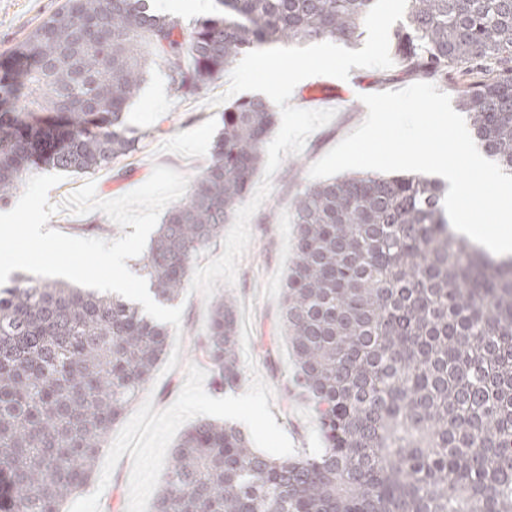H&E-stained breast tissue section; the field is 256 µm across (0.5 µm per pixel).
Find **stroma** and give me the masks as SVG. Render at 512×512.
Wrapping results in <instances>:
<instances>
[{"instance_id": "obj_1", "label": "stroma", "mask_w": 512, "mask_h": 512, "mask_svg": "<svg viewBox=\"0 0 512 512\" xmlns=\"http://www.w3.org/2000/svg\"><path fill=\"white\" fill-rule=\"evenodd\" d=\"M63 0H0V58L54 13ZM402 62L386 70L351 68L348 79L330 76L310 77L299 83L290 99L291 105L305 107V91L313 85H323L331 91L328 103L334 109V119L308 138L303 151L284 157L280 168L272 175V190L261 205L269 216L266 225L251 224V243L241 258L234 286L215 281V290L231 289L237 304V323L246 327L250 341L273 340L270 355L254 353L257 371L272 388L269 409L295 446L296 452L316 454L322 448L314 414L306 400L286 399L281 381L294 369L291 348L277 328L283 300L284 272L293 256L291 204L310 179L308 171L365 119L364 94L400 90L417 83ZM228 77H221L206 94L189 100L166 96L158 102L138 94L127 114L128 126L138 140V149L118 159L111 168L87 176L69 173L49 192V200L59 204L79 189L87 180H94L96 193L102 199L120 197L144 184L154 166L177 170L188 178H196L206 168L211 145L222 126L223 105L211 104V97L224 93ZM50 228L82 238L113 240L121 237L122 229L104 213L93 211L76 216L60 211L48 222ZM182 335L178 364L169 372L154 370L147 387L153 398V410H162L178 397L186 379L187 365L197 363L192 338L207 324L209 302L200 293H182Z\"/></svg>"}]
</instances>
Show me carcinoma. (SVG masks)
Instances as JSON below:
<instances>
[{
	"mask_svg": "<svg viewBox=\"0 0 512 512\" xmlns=\"http://www.w3.org/2000/svg\"><path fill=\"white\" fill-rule=\"evenodd\" d=\"M375 0H218L186 30L148 0H64L0 77V201L38 169L93 174L137 150L128 102L155 60L206 92L245 50L361 36ZM390 42L407 69L459 75L478 146L512 172V0H407ZM277 113H224L211 159L140 259L176 299L244 201ZM447 185L348 175L292 204L281 321L314 404L318 455L278 459L209 420L178 439L153 512H512V257L450 226ZM168 328L134 304L23 274L0 286V512H60L150 383ZM195 351L220 390L242 378L235 299L215 296Z\"/></svg>",
	"mask_w": 512,
	"mask_h": 512,
	"instance_id": "carcinoma-1",
	"label": "carcinoma"
}]
</instances>
